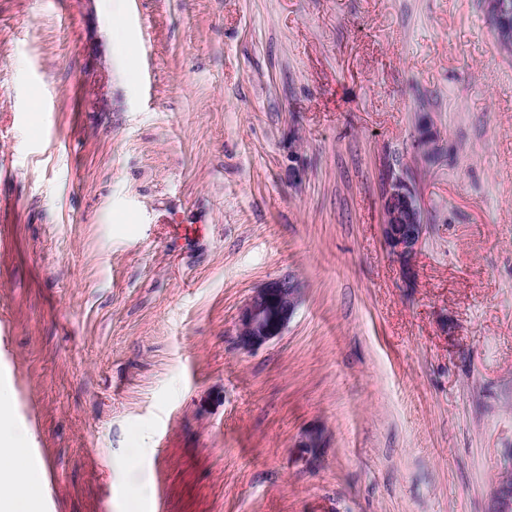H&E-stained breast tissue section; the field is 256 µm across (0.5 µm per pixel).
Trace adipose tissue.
<instances>
[{
  "label": "adipose tissue",
  "instance_id": "obj_1",
  "mask_svg": "<svg viewBox=\"0 0 512 512\" xmlns=\"http://www.w3.org/2000/svg\"><path fill=\"white\" fill-rule=\"evenodd\" d=\"M7 393L0 392V512H31L30 501L9 494L8 488L26 467L25 435L7 412Z\"/></svg>",
  "mask_w": 512,
  "mask_h": 512
}]
</instances>
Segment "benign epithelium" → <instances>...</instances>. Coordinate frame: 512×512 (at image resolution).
Wrapping results in <instances>:
<instances>
[{
  "mask_svg": "<svg viewBox=\"0 0 512 512\" xmlns=\"http://www.w3.org/2000/svg\"><path fill=\"white\" fill-rule=\"evenodd\" d=\"M383 238L407 278L424 235V216L404 170L387 171L382 196ZM300 287L291 274L272 279L258 288L242 307L236 340L245 351H254L283 335L300 304Z\"/></svg>",
  "mask_w": 512,
  "mask_h": 512,
  "instance_id": "obj_1",
  "label": "benign epithelium"
}]
</instances>
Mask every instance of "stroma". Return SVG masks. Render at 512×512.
Instances as JSON below:
<instances>
[{"label":"stroma","mask_w":512,"mask_h":512,"mask_svg":"<svg viewBox=\"0 0 512 512\" xmlns=\"http://www.w3.org/2000/svg\"><path fill=\"white\" fill-rule=\"evenodd\" d=\"M393 166L425 212L411 281ZM288 273L295 317L240 349ZM4 388L54 475L15 481L35 512H490L512 58L479 0H0ZM383 238L407 278L414 276L425 220L413 186L403 169L388 170L382 196ZM300 287L291 274L272 279L258 288L242 307L236 340L254 351L283 335L300 304Z\"/></svg>","instance_id":"35a3bbf8"}]
</instances>
